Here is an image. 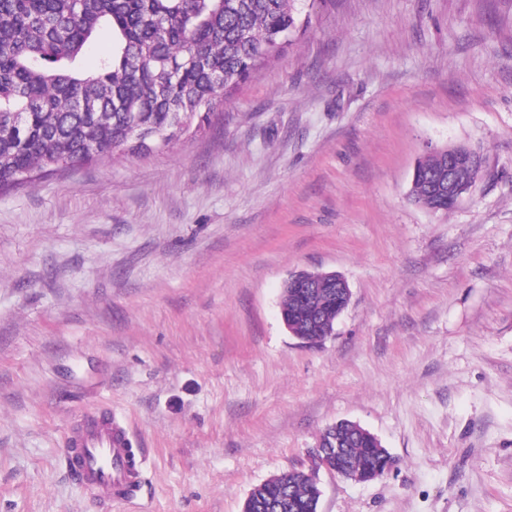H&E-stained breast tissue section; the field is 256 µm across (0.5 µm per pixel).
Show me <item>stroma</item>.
Instances as JSON below:
<instances>
[{
    "mask_svg": "<svg viewBox=\"0 0 512 512\" xmlns=\"http://www.w3.org/2000/svg\"><path fill=\"white\" fill-rule=\"evenodd\" d=\"M291 42L146 156L0 192V512H242L341 420L395 460L319 470L318 512H512V0H303ZM481 147L456 207L407 193ZM351 300L309 345L288 275ZM123 426L137 498L101 507L69 426ZM448 157L450 164L448 169ZM484 165V154L478 149L466 145H450L448 153L436 149L426 152L416 163L417 176L410 184L408 199L413 204L432 212L447 213L455 207L448 201L459 202L468 194L481 174ZM469 170L471 179L468 181L459 178V171ZM413 175V174H412ZM413 175V177H414ZM448 178V182L441 183L439 190L447 187L448 197L441 196L437 191V183Z\"/></svg>",
    "mask_w": 512,
    "mask_h": 512,
    "instance_id": "35a3bbf8",
    "label": "stroma"
}]
</instances>
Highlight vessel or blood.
Returning a JSON list of instances; mask_svg holds the SVG:
<instances>
[{
  "label": "vessel or blood",
  "mask_w": 512,
  "mask_h": 512,
  "mask_svg": "<svg viewBox=\"0 0 512 512\" xmlns=\"http://www.w3.org/2000/svg\"><path fill=\"white\" fill-rule=\"evenodd\" d=\"M125 429L114 424L110 415L89 412L69 431V455L82 460L85 490L102 500H132L141 488L139 464L129 463Z\"/></svg>",
  "instance_id": "b4317fda"
}]
</instances>
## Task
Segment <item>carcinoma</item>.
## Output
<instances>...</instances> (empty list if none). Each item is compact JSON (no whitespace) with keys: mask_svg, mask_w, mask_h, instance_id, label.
Returning <instances> with one entry per match:
<instances>
[{"mask_svg":"<svg viewBox=\"0 0 512 512\" xmlns=\"http://www.w3.org/2000/svg\"><path fill=\"white\" fill-rule=\"evenodd\" d=\"M104 27L112 52L86 72L78 62ZM299 28L297 0H0V190L37 171L171 145ZM416 167L409 201L436 213L454 208L437 191L448 153L431 150ZM308 279V296L283 285L281 313L301 339H322L341 302L325 275ZM321 440L340 442L328 459L340 473L385 464L383 451L347 423ZM318 502L313 474L292 471L253 489L243 512H317Z\"/></svg>","mask_w":512,"mask_h":512,"instance_id":"cac0c4a2","label":"carcinoma"}]
</instances>
